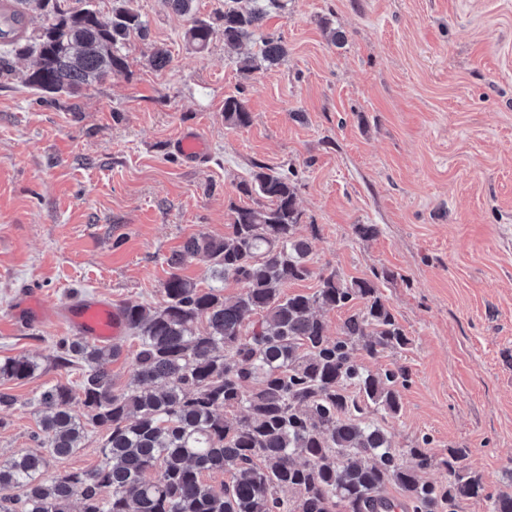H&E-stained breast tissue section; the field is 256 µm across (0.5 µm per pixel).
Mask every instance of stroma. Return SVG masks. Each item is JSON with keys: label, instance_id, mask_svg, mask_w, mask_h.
<instances>
[{"label": "stroma", "instance_id": "obj_1", "mask_svg": "<svg viewBox=\"0 0 512 512\" xmlns=\"http://www.w3.org/2000/svg\"><path fill=\"white\" fill-rule=\"evenodd\" d=\"M135 6L149 37L126 45V72L56 105L37 103L21 81L30 60L0 45V360L39 364L0 380L16 400L0 410V459L33 446L40 392L80 383L83 364L50 361L70 335L56 308L94 291L160 302L188 238L223 236L231 205L261 206L237 185L264 164L293 173L301 234L319 228L314 277L286 293L314 292L321 271L382 273L411 340L357 356L411 373L400 416L373 421L400 448L425 436L435 454L469 449L488 492L512 493V0H284L264 29L287 54L249 74L222 36L189 47L166 0ZM157 47L161 70L147 62ZM236 94L252 116L240 128L224 122ZM184 129L208 144L200 163L174 150ZM25 289L41 321L15 317ZM104 434L51 472L97 467Z\"/></svg>", "mask_w": 512, "mask_h": 512}]
</instances>
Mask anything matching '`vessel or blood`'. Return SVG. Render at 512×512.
Masks as SVG:
<instances>
[{
    "instance_id": "obj_1",
    "label": "vessel or blood",
    "mask_w": 512,
    "mask_h": 512,
    "mask_svg": "<svg viewBox=\"0 0 512 512\" xmlns=\"http://www.w3.org/2000/svg\"><path fill=\"white\" fill-rule=\"evenodd\" d=\"M174 148L187 162L194 163L203 157L206 145L197 131L186 130L175 141ZM57 314L72 334L89 341H113L126 332L121 307L102 295L64 305Z\"/></svg>"
}]
</instances>
